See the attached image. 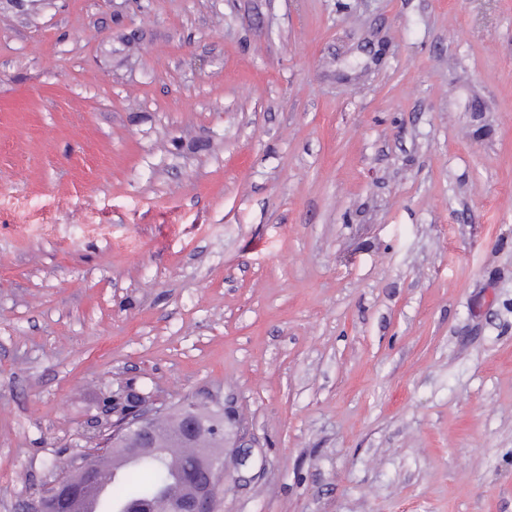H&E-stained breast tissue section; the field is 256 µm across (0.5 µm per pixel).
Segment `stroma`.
<instances>
[{
	"label": "stroma",
	"instance_id": "1",
	"mask_svg": "<svg viewBox=\"0 0 512 512\" xmlns=\"http://www.w3.org/2000/svg\"><path fill=\"white\" fill-rule=\"evenodd\" d=\"M129 388L219 512H512V0H0V512ZM181 419L179 438L182 441L195 440L200 435L207 433L206 427H210V435L224 443V424L219 422L206 423L199 418L196 406H193Z\"/></svg>",
	"mask_w": 512,
	"mask_h": 512
}]
</instances>
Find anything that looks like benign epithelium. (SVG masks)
Listing matches in <instances>:
<instances>
[{
  "instance_id": "7a95c632",
  "label": "benign epithelium",
  "mask_w": 512,
  "mask_h": 512,
  "mask_svg": "<svg viewBox=\"0 0 512 512\" xmlns=\"http://www.w3.org/2000/svg\"><path fill=\"white\" fill-rule=\"evenodd\" d=\"M118 418L107 424L112 432V451L131 459L165 454L157 438V427L167 418L168 410L157 407L147 397L128 392L122 401L114 404ZM216 439H224V424L206 423L193 407L183 417L179 438L195 440L204 433ZM95 468V458L81 455L64 461L56 479L27 506V512H57L65 493L78 475L88 476ZM224 471V449L203 451L191 461L182 481L166 489L156 501L138 508V512H213L217 493V476Z\"/></svg>"
}]
</instances>
